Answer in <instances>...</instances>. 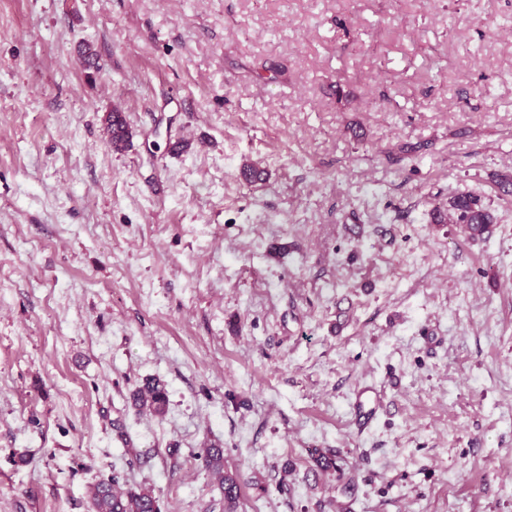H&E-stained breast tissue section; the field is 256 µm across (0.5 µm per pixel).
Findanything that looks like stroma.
Returning <instances> with one entry per match:
<instances>
[{
    "mask_svg": "<svg viewBox=\"0 0 512 512\" xmlns=\"http://www.w3.org/2000/svg\"><path fill=\"white\" fill-rule=\"evenodd\" d=\"M502 175L512 0H0V512H512ZM107 131L114 150L122 151L127 147L132 134L121 112L113 111L109 115ZM432 220L435 224H462V230L471 237H482L484 233H489L493 224L491 213L475 197L467 194L448 199L446 210L435 208ZM133 404L139 409H148L158 417H164L168 409L166 385L157 379L146 380L133 393ZM378 406L376 390L371 386L360 389L356 395L354 409L363 424H368L375 416ZM202 466L218 481L224 496V512H238L240 505V483L238 477L224 472V450L218 446L201 448L196 456ZM118 477L103 479L90 491L91 512H162L160 500L141 485L117 488Z\"/></svg>",
    "mask_w": 512,
    "mask_h": 512,
    "instance_id": "stroma-1",
    "label": "stroma"
}]
</instances>
